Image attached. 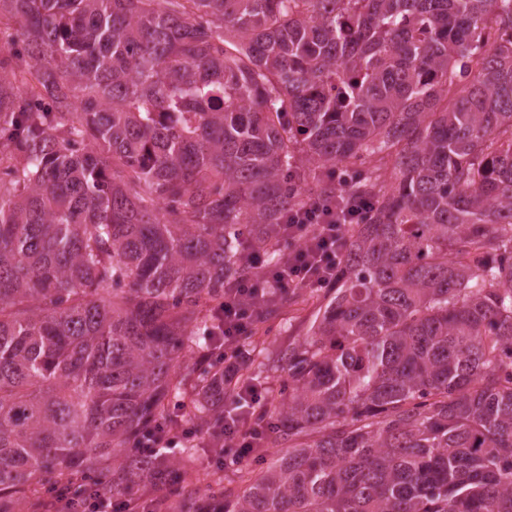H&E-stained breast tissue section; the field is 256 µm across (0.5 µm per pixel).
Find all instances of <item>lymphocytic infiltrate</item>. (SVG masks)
<instances>
[{
	"label": "lymphocytic infiltrate",
	"instance_id": "1",
	"mask_svg": "<svg viewBox=\"0 0 512 512\" xmlns=\"http://www.w3.org/2000/svg\"><path fill=\"white\" fill-rule=\"evenodd\" d=\"M367 205L312 207L289 212L280 230L287 245L277 265L263 268L258 280L244 282L226 291L224 338L219 341L221 373L211 396L224 398V432L198 434L182 424L171 428L166 446L179 439L199 436L209 454L206 466L234 471L256 461L268 449L269 429L253 414L255 406L268 398L266 386L247 381L243 367L249 357L245 335L252 321L263 311L274 290L296 286L327 288L336 280L339 258L345 248L347 225L362 223Z\"/></svg>",
	"mask_w": 512,
	"mask_h": 512
}]
</instances>
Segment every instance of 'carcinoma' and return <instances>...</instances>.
I'll use <instances>...</instances> for the list:
<instances>
[{"mask_svg":"<svg viewBox=\"0 0 512 512\" xmlns=\"http://www.w3.org/2000/svg\"><path fill=\"white\" fill-rule=\"evenodd\" d=\"M0 512L88 488L151 512H512V0H0ZM30 85L17 92L16 83ZM391 166L381 180L374 162ZM371 195L203 497L224 289L292 210ZM270 299L252 334L299 297Z\"/></svg>","mask_w":512,"mask_h":512,"instance_id":"cac0c4a2","label":"carcinoma"}]
</instances>
